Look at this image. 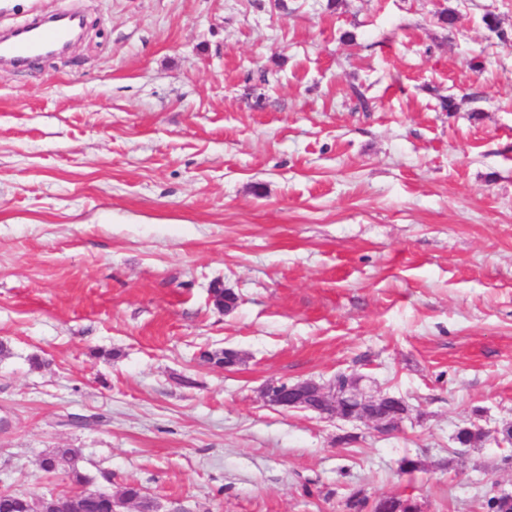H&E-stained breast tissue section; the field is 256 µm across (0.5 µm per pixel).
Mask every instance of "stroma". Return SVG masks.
<instances>
[{
  "label": "stroma",
  "instance_id": "obj_1",
  "mask_svg": "<svg viewBox=\"0 0 512 512\" xmlns=\"http://www.w3.org/2000/svg\"><path fill=\"white\" fill-rule=\"evenodd\" d=\"M51 12L83 37L0 65V490L69 492L71 448L160 512L512 492V0H0V32ZM340 373L409 419L262 398ZM75 460L76 453L71 449L62 453H47L42 457L40 467L44 472L53 473L58 471L65 464H68V474L72 484L77 487L84 486L89 482V479L78 470Z\"/></svg>",
  "mask_w": 512,
  "mask_h": 512
}]
</instances>
